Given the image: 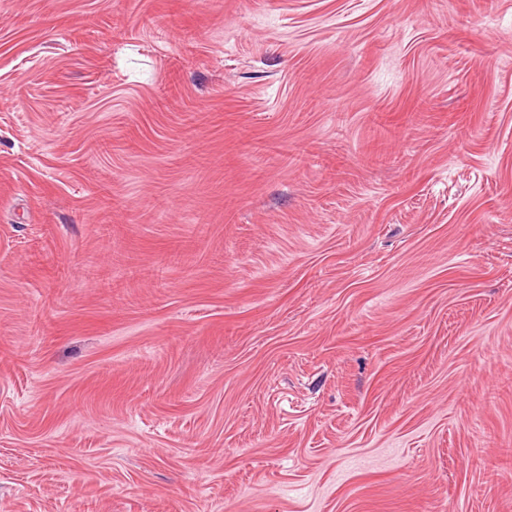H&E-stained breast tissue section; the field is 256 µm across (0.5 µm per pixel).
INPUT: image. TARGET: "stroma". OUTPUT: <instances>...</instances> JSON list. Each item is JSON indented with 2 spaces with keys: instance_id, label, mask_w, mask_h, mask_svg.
Here are the masks:
<instances>
[{
  "instance_id": "obj_1",
  "label": "stroma",
  "mask_w": 512,
  "mask_h": 512,
  "mask_svg": "<svg viewBox=\"0 0 512 512\" xmlns=\"http://www.w3.org/2000/svg\"><path fill=\"white\" fill-rule=\"evenodd\" d=\"M0 512H512V0H0Z\"/></svg>"
}]
</instances>
